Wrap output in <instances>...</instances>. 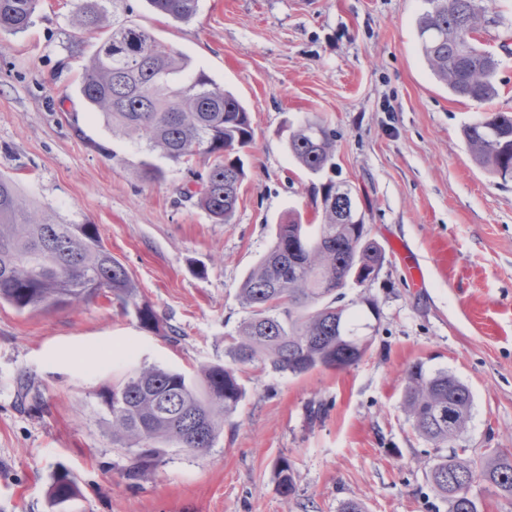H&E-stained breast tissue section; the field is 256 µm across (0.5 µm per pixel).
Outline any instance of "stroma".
<instances>
[{"mask_svg":"<svg viewBox=\"0 0 512 512\" xmlns=\"http://www.w3.org/2000/svg\"><path fill=\"white\" fill-rule=\"evenodd\" d=\"M73 3L40 0L27 30L0 33V173L65 222L97 225L161 322L144 327L102 297L0 307V512H51L61 468L81 488L72 512H338L347 500L448 512L426 479L435 450L403 411L404 372L420 362L470 388L458 442L468 456L512 452V180L479 167L461 137L487 113H512V0L481 35L499 62L489 103L453 97L422 61L423 0H199L187 23L126 0L118 20L183 53L189 74L206 72L251 113L255 141L227 224L182 194L202 158L140 181L139 148L91 117L78 84L100 36L73 30ZM316 115L336 132V166L313 175L289 155L288 133ZM330 179L351 187L387 253L375 279L346 290L376 305L366 355L302 376L245 369L246 397L209 453L171 449L128 484L99 392L143 366L192 378L223 362L225 336L247 316L243 278L289 211L320 223ZM284 458L288 497L277 488Z\"/></svg>","mask_w":512,"mask_h":512,"instance_id":"stroma-1","label":"stroma"}]
</instances>
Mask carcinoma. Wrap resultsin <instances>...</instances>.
I'll list each match as a JSON object with an SVG mask.
<instances>
[{
	"mask_svg": "<svg viewBox=\"0 0 512 512\" xmlns=\"http://www.w3.org/2000/svg\"><path fill=\"white\" fill-rule=\"evenodd\" d=\"M125 0H77L71 25L78 32L108 30L84 66L79 93L93 116L116 137L143 145L174 164L196 156L210 160L190 171L199 190L196 205L216 224L235 213L246 178L240 153L255 139L247 107L230 90L199 72L185 81L189 60L131 21L109 19ZM156 12L189 21L198 0H146ZM416 19L420 53L435 78L454 96L486 103L498 96V60L476 38L497 23V0H425ZM39 0H0V32L18 34L32 23ZM474 161L502 180L512 178V113L491 112L463 129ZM336 135L318 117L288 136L295 163L313 174L334 165ZM136 175L144 182L164 178L143 160ZM386 261V250L369 235L351 190L342 183L323 187L322 222L304 224L288 214L277 225L268 252L239 288L248 317L226 339L224 363L199 369L200 383L158 366L135 370L100 394L110 416L112 447L132 455L124 476L137 483L171 448L203 455L224 431L246 396L243 368L267 367L294 376L317 368L357 364L370 347V328L355 302L343 303L349 281L363 284ZM106 297L132 308L141 324L156 328L160 318L140 296L127 267L103 244L95 224H66L47 206L27 198L18 182L0 173V307L42 311ZM403 409L418 435L436 454L426 476L448 512H478L464 492L488 484L512 500V452L498 448L479 460L453 443L471 418L469 387L446 371L428 372L415 363L404 375ZM447 448L449 452L442 453ZM280 493L294 492L288 461L277 466ZM81 495L66 470L53 476L49 501L67 512Z\"/></svg>",
	"mask_w": 512,
	"mask_h": 512,
	"instance_id": "cac0c4a2",
	"label": "carcinoma"
}]
</instances>
